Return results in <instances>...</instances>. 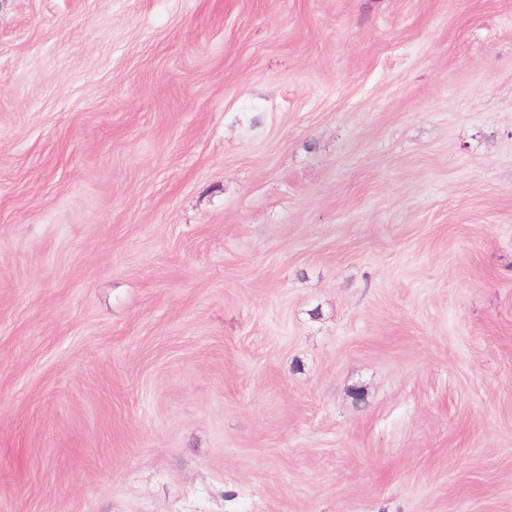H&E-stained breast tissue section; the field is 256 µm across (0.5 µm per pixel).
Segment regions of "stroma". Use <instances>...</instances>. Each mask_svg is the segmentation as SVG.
I'll return each instance as SVG.
<instances>
[{"instance_id":"1","label":"stroma","mask_w":512,"mask_h":512,"mask_svg":"<svg viewBox=\"0 0 512 512\" xmlns=\"http://www.w3.org/2000/svg\"><path fill=\"white\" fill-rule=\"evenodd\" d=\"M0 512H512V0H0Z\"/></svg>"}]
</instances>
